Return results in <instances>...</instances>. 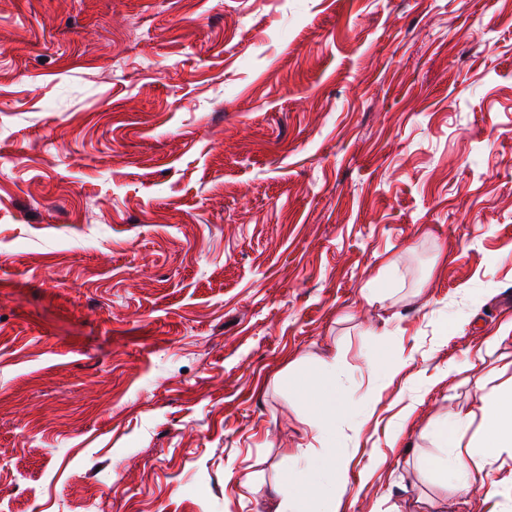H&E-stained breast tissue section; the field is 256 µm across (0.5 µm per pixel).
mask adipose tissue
<instances>
[{
  "mask_svg": "<svg viewBox=\"0 0 512 512\" xmlns=\"http://www.w3.org/2000/svg\"><path fill=\"white\" fill-rule=\"evenodd\" d=\"M290 382L316 412L311 429L317 446L302 453L305 466L299 484L284 479L274 488L273 512H336V496L348 485L347 468L336 449V421L346 412L338 398L336 362L324 361L314 372L291 377ZM484 432L492 450L482 463L492 468L499 449L512 447V408L490 410Z\"/></svg>",
  "mask_w": 512,
  "mask_h": 512,
  "instance_id": "1",
  "label": "adipose tissue"
}]
</instances>
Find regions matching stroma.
I'll use <instances>...</instances> for the list:
<instances>
[{"instance_id": "stroma-1", "label": "stroma", "mask_w": 512, "mask_h": 512, "mask_svg": "<svg viewBox=\"0 0 512 512\" xmlns=\"http://www.w3.org/2000/svg\"><path fill=\"white\" fill-rule=\"evenodd\" d=\"M511 317L512 0H0V512H270L333 355L338 512H512ZM484 433L491 444L483 448L512 447V402L509 409L498 407L487 413L484 420ZM435 468L443 482L455 485L464 494L470 489L468 464L461 455L442 458Z\"/></svg>"}]
</instances>
